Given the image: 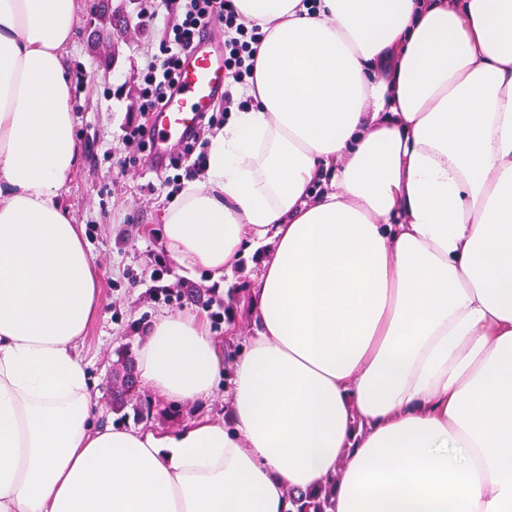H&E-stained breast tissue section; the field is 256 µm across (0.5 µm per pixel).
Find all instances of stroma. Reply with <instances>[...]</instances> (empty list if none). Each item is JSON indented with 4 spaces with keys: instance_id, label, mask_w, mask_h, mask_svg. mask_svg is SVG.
Segmentation results:
<instances>
[{
    "instance_id": "35a3bbf8",
    "label": "stroma",
    "mask_w": 512,
    "mask_h": 512,
    "mask_svg": "<svg viewBox=\"0 0 512 512\" xmlns=\"http://www.w3.org/2000/svg\"><path fill=\"white\" fill-rule=\"evenodd\" d=\"M163 27L159 17L153 26L120 34L112 27H99L93 0H82L79 18L62 50L72 76L71 137L80 159L61 201L72 223L84 227V242L98 279L99 312L88 324L81 355L94 384L97 422L102 426H140L134 405L119 412L112 409V363L120 346L139 349L156 315L165 311L193 315L214 339L238 346L255 331L245 296L259 271L257 254L242 258L218 285L211 284L204 268L189 269L174 261L165 280L170 296L156 295L152 289L150 260L166 251L162 233L172 190L166 182L168 172L137 164L121 173L116 163L135 152L124 132L139 119L138 77L147 60L159 54ZM187 285L213 289L215 299L235 317L233 334H226L217 323L207 302L184 296ZM230 386V380H222L206 402L193 406L167 402L146 388L141 396L155 406L152 427L170 429L204 416L223 419Z\"/></svg>"
}]
</instances>
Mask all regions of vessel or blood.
Segmentation results:
<instances>
[{"label":"vessel or blood","instance_id":"vessel-or-blood-1","mask_svg":"<svg viewBox=\"0 0 512 512\" xmlns=\"http://www.w3.org/2000/svg\"><path fill=\"white\" fill-rule=\"evenodd\" d=\"M211 39H203L179 74V91L163 101L151 126L154 148L167 157L179 147L185 133L195 124L200 112L224 92L229 78L223 55L211 49Z\"/></svg>","mask_w":512,"mask_h":512}]
</instances>
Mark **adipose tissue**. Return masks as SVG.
Wrapping results in <instances>:
<instances>
[{
  "mask_svg": "<svg viewBox=\"0 0 512 512\" xmlns=\"http://www.w3.org/2000/svg\"><path fill=\"white\" fill-rule=\"evenodd\" d=\"M247 109L163 215L220 282L259 243L225 371L158 315L137 354L223 419L98 427L77 352L97 279L59 197L78 0H0V512H512V0H234ZM297 512H328L330 509L329 487L317 494H299L291 496Z\"/></svg>",
  "mask_w": 512,
  "mask_h": 512,
  "instance_id": "obj_1",
  "label": "adipose tissue"
}]
</instances>
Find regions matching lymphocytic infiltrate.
<instances>
[{
  "mask_svg": "<svg viewBox=\"0 0 512 512\" xmlns=\"http://www.w3.org/2000/svg\"><path fill=\"white\" fill-rule=\"evenodd\" d=\"M166 10L160 52L152 56L139 76L138 109L150 114L174 90L176 73L183 58L192 50L200 30L215 24L224 27V68L233 83L246 85L254 73V47L263 38L256 25L240 15L234 0H161L149 8L145 20H153Z\"/></svg>",
  "mask_w": 512,
  "mask_h": 512,
  "instance_id": "1",
  "label": "lymphocytic infiltrate"
}]
</instances>
